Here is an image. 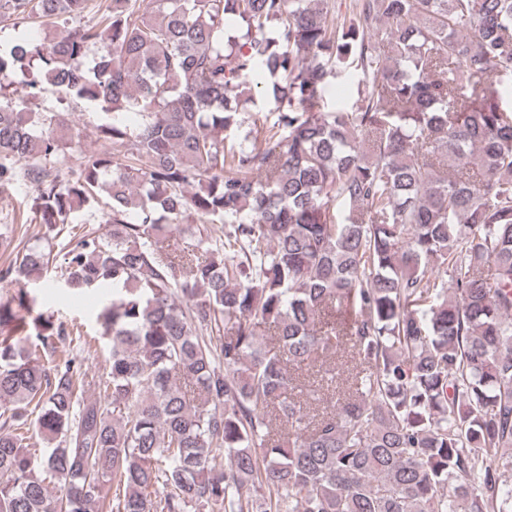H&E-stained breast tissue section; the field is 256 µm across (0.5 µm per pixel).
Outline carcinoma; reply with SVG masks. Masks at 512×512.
Listing matches in <instances>:
<instances>
[{"label":"carcinoma","mask_w":512,"mask_h":512,"mask_svg":"<svg viewBox=\"0 0 512 512\" xmlns=\"http://www.w3.org/2000/svg\"><path fill=\"white\" fill-rule=\"evenodd\" d=\"M352 4L103 0L0 43V183L49 225L106 193L61 251L67 287L112 291L103 379L56 360L80 331L26 316L50 255L0 270V512H512V0ZM350 71L356 109L324 110ZM17 75L98 107L103 151L51 174L63 114ZM256 105L251 107L250 112H246L243 115L244 123L241 128H239V134L241 138L248 136L250 142L254 141V138L257 137V142H260L262 136L260 134L261 128L269 123H272L275 119V115L272 114L268 106L265 102H263L259 96L256 97ZM257 130L259 132H257Z\"/></svg>","instance_id":"1"}]
</instances>
